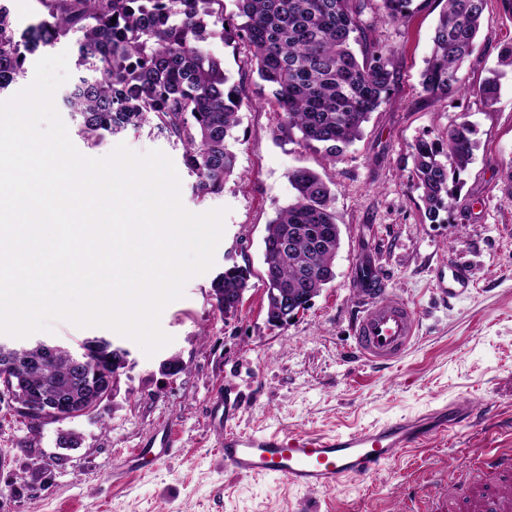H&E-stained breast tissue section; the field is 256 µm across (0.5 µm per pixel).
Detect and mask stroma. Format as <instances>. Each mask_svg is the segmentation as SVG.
I'll list each match as a JSON object with an SVG mask.
<instances>
[{
	"label": "stroma",
	"instance_id": "1",
	"mask_svg": "<svg viewBox=\"0 0 512 512\" xmlns=\"http://www.w3.org/2000/svg\"><path fill=\"white\" fill-rule=\"evenodd\" d=\"M441 10L439 0H425L399 26L365 10L370 39L395 50L393 89L362 138L333 162L289 139L244 44L210 41L211 53L241 84L245 105L234 131L235 171L223 194L202 201L172 141L127 130L89 147L56 100L83 155L101 158L120 143L137 153L162 150L179 167L188 211L224 207L228 214L213 268L193 277L183 298L164 309L160 324L173 341L156 355L102 327L58 322L43 334V341L73 348L105 337L128 350V366L112 394L71 420L34 423L0 405V512H399L426 463H458L484 448L512 452V72L501 78L494 106L478 93L502 47L512 43V20L498 0H488L478 48L463 69L467 92L434 103L420 75ZM463 120L476 127L473 162L447 223H432L413 178L411 146L445 137ZM301 167L318 171L334 190L342 245L335 279L297 318L274 327L267 322L263 237L293 199L288 174ZM366 254L387 290L419 318L416 345L392 365L367 364L352 352L356 274ZM244 261L252 268L249 288L238 315L227 318L212 305L210 283L226 265ZM452 265L468 270L471 286L451 299L439 283ZM174 357L182 371L163 374V363ZM225 396L238 404L232 424L239 430L367 427L463 396L486 418L432 440L429 450L402 453L375 478L308 491L272 476L226 473L221 434L210 424ZM165 427L174 438L169 457L146 471L124 472L127 450ZM68 432L80 435V447H60Z\"/></svg>",
	"mask_w": 512,
	"mask_h": 512
}]
</instances>
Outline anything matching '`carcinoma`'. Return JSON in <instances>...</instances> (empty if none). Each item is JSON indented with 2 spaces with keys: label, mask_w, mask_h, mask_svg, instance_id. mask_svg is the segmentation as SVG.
<instances>
[{
  "label": "carcinoma",
  "mask_w": 512,
  "mask_h": 512,
  "mask_svg": "<svg viewBox=\"0 0 512 512\" xmlns=\"http://www.w3.org/2000/svg\"><path fill=\"white\" fill-rule=\"evenodd\" d=\"M41 2L48 17L20 34L0 2V90L25 77L28 54L80 33L82 75L65 96L80 117L79 134L91 147L104 132L146 128L166 135L182 147L200 200L224 193L234 173L233 130L243 105L240 85L209 53V40L230 36L247 44L259 78L274 88L288 136L298 133L299 143L322 146L331 161L361 136L393 82L392 51L367 39L365 0H234L235 12L227 16L224 0ZM415 2L381 0L378 20L401 25L418 9ZM444 2L421 80L422 92L435 102L466 91L462 68L477 49L488 0ZM498 91L496 74L480 88L486 105H493ZM473 134L463 120L448 128L445 139L412 145L416 184L432 223L452 207L459 176L472 162ZM288 178L294 198L266 227L265 240L288 238L287 254L263 255L270 323L280 310L271 292L286 291L300 304L317 296L335 279L342 244L334 193L324 179L307 168ZM250 276L247 266L225 268L211 283L214 307L224 312L226 301L247 290ZM120 351L112 346L106 360L91 358L77 380L68 352L45 358L28 344L0 357V384L33 421L42 419L44 403L55 400L85 415L103 394Z\"/></svg>",
  "instance_id": "cac0c4a2"
}]
</instances>
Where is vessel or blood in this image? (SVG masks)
Returning <instances> with one entry per match:
<instances>
[{"mask_svg":"<svg viewBox=\"0 0 512 512\" xmlns=\"http://www.w3.org/2000/svg\"><path fill=\"white\" fill-rule=\"evenodd\" d=\"M358 289L364 302L353 330L357 358L370 364L398 362L418 339L414 309L387 291L372 258L360 264ZM480 415L479 408L456 399L420 415L333 435L228 427L220 444L224 467L234 475L275 474L294 487L330 492L345 481L377 475L402 452L422 448L448 427L476 422ZM171 445V434L164 433L149 445L128 449L127 471L157 462ZM475 472L497 477L476 499V512H512V457L495 448L483 449L458 470L462 477ZM448 480L447 471L425 469L420 491L408 496L403 512H430L433 498Z\"/></svg>","mask_w":512,"mask_h":512,"instance_id":"obj_1","label":"vessel or blood"}]
</instances>
